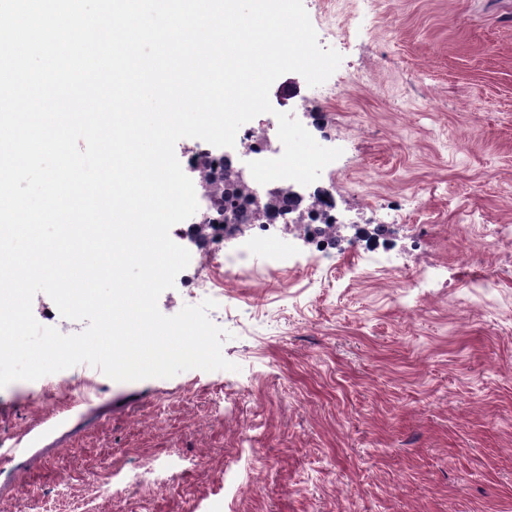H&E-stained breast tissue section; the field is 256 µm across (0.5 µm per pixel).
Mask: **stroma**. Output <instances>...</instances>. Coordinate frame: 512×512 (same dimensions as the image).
<instances>
[{"mask_svg": "<svg viewBox=\"0 0 512 512\" xmlns=\"http://www.w3.org/2000/svg\"><path fill=\"white\" fill-rule=\"evenodd\" d=\"M319 2L348 84L332 104L284 74L266 119L334 136L380 199L420 210L358 235L364 201L336 180L352 247L328 263L294 240L263 283L210 291L235 370L100 373L92 399L52 405L32 381L0 388L5 443L54 421L0 461V512H512V244L490 236L512 225V0H382L342 40ZM423 268L439 282L403 296Z\"/></svg>", "mask_w": 512, "mask_h": 512, "instance_id": "stroma-1", "label": "stroma"}]
</instances>
